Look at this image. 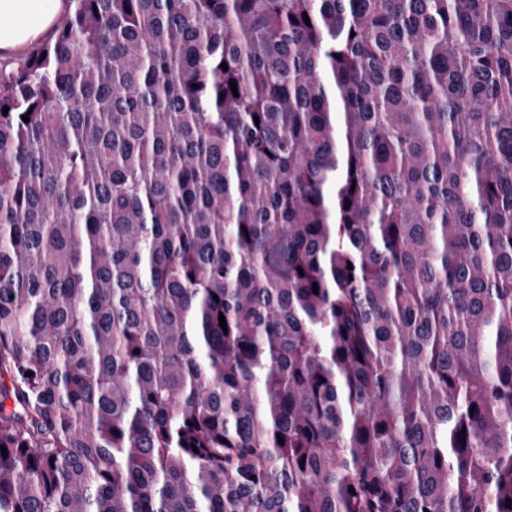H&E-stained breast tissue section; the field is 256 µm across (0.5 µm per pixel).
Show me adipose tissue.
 <instances>
[{
	"label": "adipose tissue",
	"mask_w": 512,
	"mask_h": 512,
	"mask_svg": "<svg viewBox=\"0 0 512 512\" xmlns=\"http://www.w3.org/2000/svg\"><path fill=\"white\" fill-rule=\"evenodd\" d=\"M67 0H0V56L19 57L64 18Z\"/></svg>",
	"instance_id": "ef3b65f1"
}]
</instances>
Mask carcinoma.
<instances>
[{"mask_svg": "<svg viewBox=\"0 0 512 512\" xmlns=\"http://www.w3.org/2000/svg\"><path fill=\"white\" fill-rule=\"evenodd\" d=\"M69 2L0 61V512H512V0Z\"/></svg>", "mask_w": 512, "mask_h": 512, "instance_id": "obj_1", "label": "carcinoma"}]
</instances>
